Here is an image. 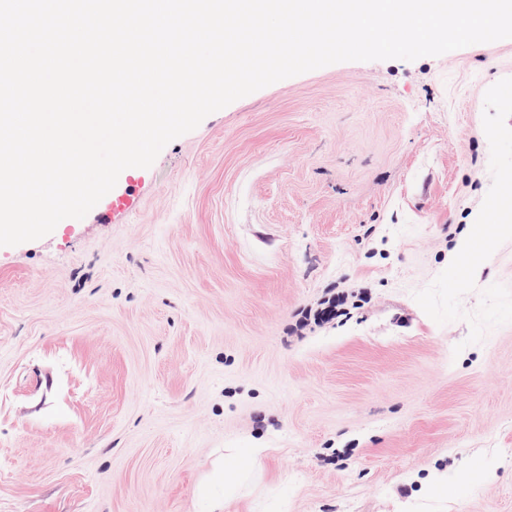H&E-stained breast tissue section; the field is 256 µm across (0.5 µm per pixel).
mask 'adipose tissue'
<instances>
[{
    "mask_svg": "<svg viewBox=\"0 0 512 512\" xmlns=\"http://www.w3.org/2000/svg\"><path fill=\"white\" fill-rule=\"evenodd\" d=\"M264 448H233L212 461L200 490L208 501L207 512H224V499L233 495L259 466Z\"/></svg>",
    "mask_w": 512,
    "mask_h": 512,
    "instance_id": "ef3b65f1",
    "label": "adipose tissue"
}]
</instances>
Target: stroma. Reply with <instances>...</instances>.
Wrapping results in <instances>:
<instances>
[{"label": "stroma", "instance_id": "1", "mask_svg": "<svg viewBox=\"0 0 512 512\" xmlns=\"http://www.w3.org/2000/svg\"><path fill=\"white\" fill-rule=\"evenodd\" d=\"M508 195L512 39L210 114L0 247V512H206L213 457L255 446L224 512H512V234L450 266Z\"/></svg>", "mask_w": 512, "mask_h": 512}]
</instances>
